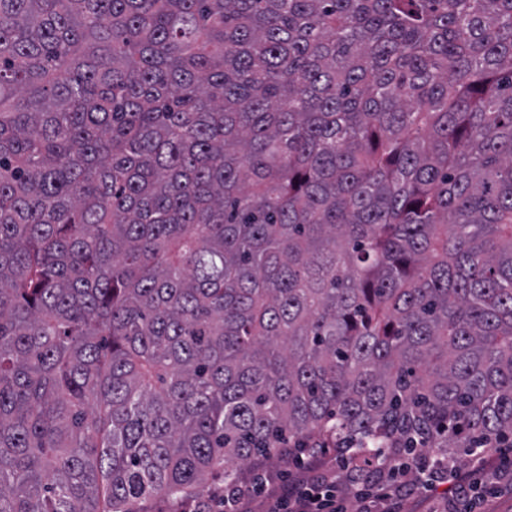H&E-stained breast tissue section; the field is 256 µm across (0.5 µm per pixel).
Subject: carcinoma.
Segmentation results:
<instances>
[{"label":"carcinoma","instance_id":"carcinoma-1","mask_svg":"<svg viewBox=\"0 0 512 512\" xmlns=\"http://www.w3.org/2000/svg\"><path fill=\"white\" fill-rule=\"evenodd\" d=\"M287 436L512 437V0H0V512Z\"/></svg>","mask_w":512,"mask_h":512}]
</instances>
